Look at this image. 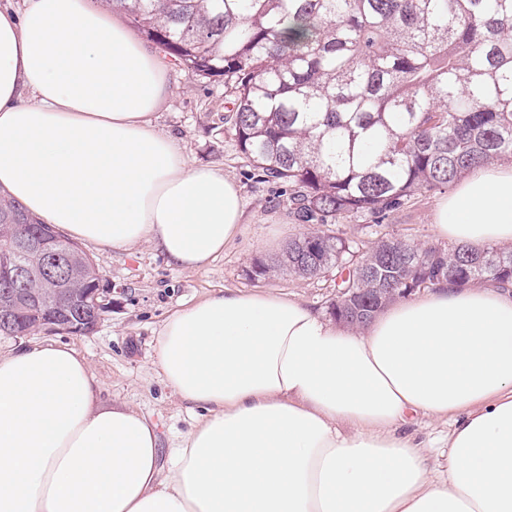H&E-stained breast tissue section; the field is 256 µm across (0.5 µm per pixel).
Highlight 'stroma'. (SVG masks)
<instances>
[{
	"mask_svg": "<svg viewBox=\"0 0 512 512\" xmlns=\"http://www.w3.org/2000/svg\"><path fill=\"white\" fill-rule=\"evenodd\" d=\"M175 87L172 97L154 115L159 131L175 137L196 165L223 170L238 184L245 202L243 237L213 263L186 271L170 266L155 247L143 244L132 250L89 247L103 287L112 291V305L88 335L36 331L24 339L0 336V353L23 344L57 342L86 356L99 386L98 403L121 404L144 415L156 427L162 447L171 448L194 423L193 414L174 396L155 366L156 339L168 315L224 288L266 290L302 300L326 312L336 298V275L300 280L273 271L289 238L307 231L288 201L286 184L271 180L240 151L235 132L224 117L230 97L220 80L188 79L175 62L167 64ZM445 193L422 192L381 223L368 216H349L331 231L351 249L374 239L376 231L402 237L425 247L436 245L433 215ZM268 264L266 274L253 271L256 262Z\"/></svg>",
	"mask_w": 512,
	"mask_h": 512,
	"instance_id": "35a3bbf8",
	"label": "stroma"
}]
</instances>
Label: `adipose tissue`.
<instances>
[{"instance_id":"adipose-tissue-1","label":"adipose tissue","mask_w":512,"mask_h":512,"mask_svg":"<svg viewBox=\"0 0 512 512\" xmlns=\"http://www.w3.org/2000/svg\"><path fill=\"white\" fill-rule=\"evenodd\" d=\"M172 94L106 6L0 8V197L98 247L210 264L243 199L156 129ZM433 227L512 244V163L463 180ZM155 357L202 410L166 453L143 415L98 406L72 347L0 354V512H512V290L441 283L356 330L227 288L174 310ZM420 417L449 426L443 474L404 432Z\"/></svg>"}]
</instances>
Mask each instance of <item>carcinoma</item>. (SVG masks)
<instances>
[{"mask_svg":"<svg viewBox=\"0 0 512 512\" xmlns=\"http://www.w3.org/2000/svg\"><path fill=\"white\" fill-rule=\"evenodd\" d=\"M188 78L224 80V117L294 214L322 228L288 240L278 267L306 280L336 270L328 308L363 328L395 298L374 288L512 283V246L418 247L385 233L355 260L327 225L376 219L470 169L512 159V0H107ZM77 275L52 305L100 275L62 237ZM28 259L0 231V258Z\"/></svg>","mask_w":512,"mask_h":512,"instance_id":"cac0c4a2","label":"carcinoma"}]
</instances>
